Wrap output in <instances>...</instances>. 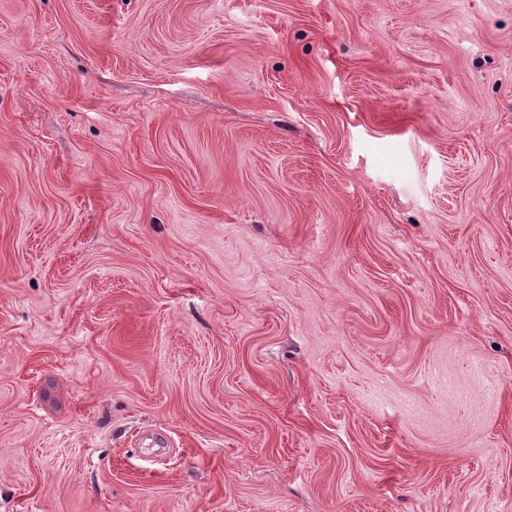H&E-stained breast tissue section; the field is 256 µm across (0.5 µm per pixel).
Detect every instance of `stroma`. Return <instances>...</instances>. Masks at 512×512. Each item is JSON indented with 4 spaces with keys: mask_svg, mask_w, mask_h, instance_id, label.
<instances>
[{
    "mask_svg": "<svg viewBox=\"0 0 512 512\" xmlns=\"http://www.w3.org/2000/svg\"><path fill=\"white\" fill-rule=\"evenodd\" d=\"M0 512H512V0H0Z\"/></svg>",
    "mask_w": 512,
    "mask_h": 512,
    "instance_id": "stroma-1",
    "label": "stroma"
}]
</instances>
